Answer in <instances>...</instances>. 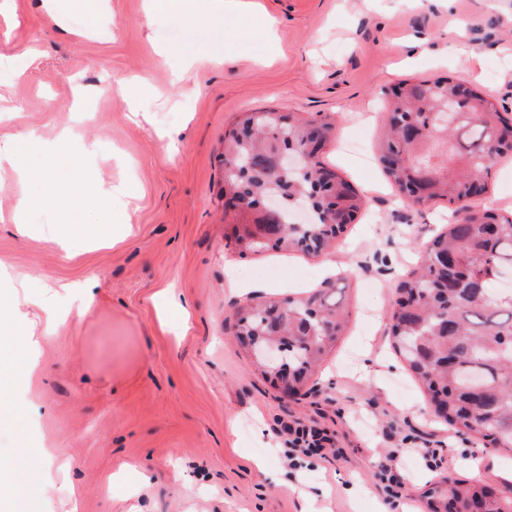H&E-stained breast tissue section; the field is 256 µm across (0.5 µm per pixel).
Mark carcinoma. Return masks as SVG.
<instances>
[{
  "instance_id": "carcinoma-1",
  "label": "carcinoma",
  "mask_w": 512,
  "mask_h": 512,
  "mask_svg": "<svg viewBox=\"0 0 512 512\" xmlns=\"http://www.w3.org/2000/svg\"><path fill=\"white\" fill-rule=\"evenodd\" d=\"M460 99L468 111L457 123L430 122L433 111ZM224 153L244 161L224 178L230 200L246 204L237 212L236 241L248 250L299 249L316 254L343 234L364 207V199L336 170L316 161L312 167L278 168L282 151L320 157L331 124L288 116L279 123L273 111L243 114ZM512 124L495 104L469 85L448 77L404 83L390 101L380 144V161L392 184L417 206L441 198L465 212L427 245L420 271L399 288L389 332L394 348L422 384L429 402L443 409L448 425L471 432L502 453L512 455V307L495 294L489 275L493 265L508 264L512 254V215L493 209L472 210L467 202L486 189L487 159L512 153ZM453 140L444 164L419 160L430 141ZM304 203L312 213L298 233L291 213ZM342 300L333 289L288 299L282 312L270 301L241 313L238 336L279 337V357L262 373L288 368V379L303 383L332 340L324 328L341 332ZM482 382L481 401L470 400L466 383ZM446 512H462L470 499L485 500L487 512H512V498H499L490 486L465 487L447 480Z\"/></svg>"
}]
</instances>
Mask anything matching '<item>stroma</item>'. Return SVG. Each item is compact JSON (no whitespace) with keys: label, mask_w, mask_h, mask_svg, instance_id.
I'll return each mask as SVG.
<instances>
[{"label":"stroma","mask_w":512,"mask_h":512,"mask_svg":"<svg viewBox=\"0 0 512 512\" xmlns=\"http://www.w3.org/2000/svg\"><path fill=\"white\" fill-rule=\"evenodd\" d=\"M260 2L274 21L268 35L245 13L204 26L150 13L146 0H107L94 26L78 11L51 17L44 0H0V140L20 130L65 136L56 183L86 173L134 190L107 208L79 194L63 208L43 204L22 236L14 211L38 187L0 180V267L29 278L15 295L21 310L32 311L47 285L80 279L97 292L86 317L39 321L29 392L43 411L38 437L68 458L80 512H301L307 493L326 512L399 503L433 512L448 477L511 489L512 458L435 418L391 346V304L452 214L443 200L403 203L375 146L387 92L404 81L451 76L512 115V0ZM456 27L465 48L452 44ZM141 74L150 90L137 104L113 94ZM264 109L331 122L322 159L366 199L367 217L326 252L243 254L235 244L224 139L243 113ZM470 204L512 211V157ZM109 210L122 217V241L83 243L85 225ZM58 224L74 249L54 242ZM230 266L251 291L230 292ZM285 282L304 291L343 283L350 311L288 399L262 377L236 326L241 307L274 298ZM166 287L190 304L187 336L159 325L152 296ZM368 364L375 379L363 375ZM293 421L327 430L336 455L290 463L280 429ZM444 445L452 467L429 469L421 447ZM396 450L401 488L392 495L379 472Z\"/></svg>","instance_id":"stroma-1"}]
</instances>
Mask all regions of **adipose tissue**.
Here are the masks:
<instances>
[{"instance_id":"obj_1","label":"adipose tissue","mask_w":512,"mask_h":512,"mask_svg":"<svg viewBox=\"0 0 512 512\" xmlns=\"http://www.w3.org/2000/svg\"><path fill=\"white\" fill-rule=\"evenodd\" d=\"M153 10L178 20L187 15L207 19L222 11L236 12V0H153ZM57 147L33 133H21L0 147V176L15 174L35 177L44 185L42 199L68 205L72 194L51 178ZM15 276L0 270V348L8 350L13 360L22 364L9 377L0 376V429L13 427L20 411L38 413L36 404L27 399L35 368L34 351L38 345L36 323L13 302ZM65 468L57 449L44 447L30 434H23L21 447L7 458L0 457V512H41L43 494L48 487L47 464Z\"/></svg>"}]
</instances>
